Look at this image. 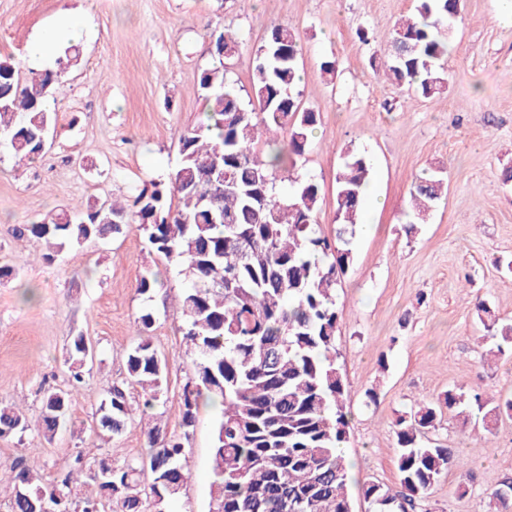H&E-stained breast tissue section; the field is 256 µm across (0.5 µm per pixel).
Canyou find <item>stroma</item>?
<instances>
[{"label": "stroma", "instance_id": "1", "mask_svg": "<svg viewBox=\"0 0 512 512\" xmlns=\"http://www.w3.org/2000/svg\"><path fill=\"white\" fill-rule=\"evenodd\" d=\"M66 13L88 16L90 29L55 105L52 146L28 165L0 151V267L18 272L0 279V403L37 417L44 390L69 383L72 337L90 338L96 361L71 397L70 429L50 443L33 430L0 438V512L11 496L14 459L37 461L47 481L72 471L83 490L88 470L72 469L80 449L95 447L96 457L116 466L147 454L140 422L115 437L94 429L104 386L125 378V354L147 305L155 316L149 338L169 363L168 390L148 415L167 432L180 431L182 385L195 361L181 333L184 275L151 254L133 225L51 261L44 242L13 238L10 229L91 196L126 199L149 180H168L179 163V132L203 117L197 82L216 29L241 43L225 69L243 97L270 27L297 31L298 100L319 120L295 173L321 188V233L335 234L336 177L348 153L370 157L369 185L383 198L370 229L353 236L354 260L336 288L354 512H368L364 482L398 488L393 423L415 399L434 402L459 385L512 394V355L481 364L484 327L473 308L484 297L512 322V182L500 176L512 166V0H461L448 86L432 98L376 74L397 23L414 17L415 0H0V54L29 69L30 36ZM361 28L368 42L358 41ZM328 61L335 75L323 72ZM430 170L442 172L447 193L406 233L410 190ZM149 267L165 286L148 301L136 282ZM370 388L377 403L367 401ZM219 411L210 401L200 406L184 442L192 478L168 512H210ZM428 437L453 448L475 480L463 493L456 474L442 477L418 512H492L491 492L512 477V419L489 433L444 417Z\"/></svg>", "mask_w": 512, "mask_h": 512}]
</instances>
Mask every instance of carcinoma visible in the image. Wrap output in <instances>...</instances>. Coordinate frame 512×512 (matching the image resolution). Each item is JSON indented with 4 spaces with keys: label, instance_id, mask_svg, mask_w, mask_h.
I'll list each match as a JSON object with an SVG mask.
<instances>
[{
    "label": "carcinoma",
    "instance_id": "1",
    "mask_svg": "<svg viewBox=\"0 0 512 512\" xmlns=\"http://www.w3.org/2000/svg\"><path fill=\"white\" fill-rule=\"evenodd\" d=\"M416 12L417 18L394 30L383 72L395 85L431 98L448 86L443 59L449 36L443 28L454 26L461 3L416 0ZM206 51L212 62L197 84L205 119L178 134L180 160L168 181L144 184L126 204L90 198L12 232L45 242L56 256L135 224L150 252L189 279L181 299L183 339L196 359L182 389L180 428L189 437L202 397L220 400L212 445L214 512H352L349 465L341 453L349 420L335 357L336 286L353 262L346 236L357 224L372 163L362 153L348 155L336 177V236L322 235L316 220L320 186L290 174L317 125V113L302 108L296 92V31L274 25L256 50L249 107L224 78V61L239 52L237 38L215 30ZM80 54L71 45L57 68L25 76L13 57L0 56V146L18 162L32 163L51 147L50 103L62 94ZM261 127L272 135L263 155L255 150ZM280 175L295 184L286 197L276 191ZM443 189L438 172L418 179L410 195L419 220ZM159 287L150 270L137 282L147 299ZM154 323L149 308L137 318L138 339L125 355L126 383L109 386L97 410L104 434L121 435L135 414L127 387L137 390L145 410L167 391L168 361L148 337ZM485 328L491 340L486 354L512 353V323L493 319ZM85 341L80 335L70 344V387L47 389L35 420L0 404V438L33 428L46 442L55 440L67 425L72 391L83 381ZM444 409L464 425L480 414L489 431L502 417L512 418V398L454 387L439 406L420 402L399 417L400 490L363 484L361 495L372 512H415L419 499L452 470L467 490L472 471L451 449L425 437ZM146 445V459L114 466L110 474L106 460H98L90 469L93 497L74 494L68 473L46 482L36 466L17 461L8 512H104V502L114 500L121 512H167L191 476L185 448L157 425L147 429ZM491 499L495 512H512V480H503Z\"/></svg>",
    "mask_w": 512,
    "mask_h": 512
}]
</instances>
